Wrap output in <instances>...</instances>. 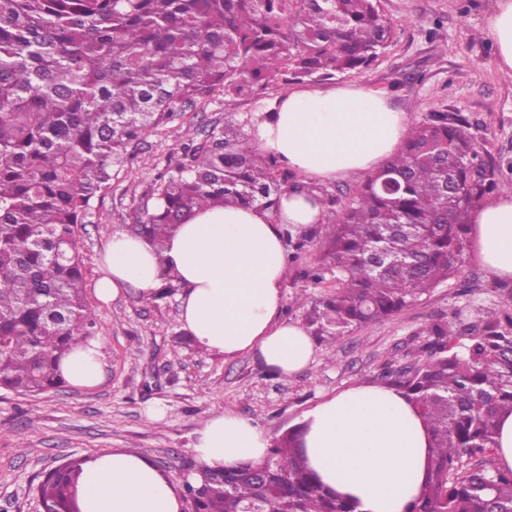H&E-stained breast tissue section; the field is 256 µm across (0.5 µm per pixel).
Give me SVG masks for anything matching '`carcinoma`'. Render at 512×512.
I'll return each mask as SVG.
<instances>
[{
    "instance_id": "obj_1",
    "label": "carcinoma",
    "mask_w": 512,
    "mask_h": 512,
    "mask_svg": "<svg viewBox=\"0 0 512 512\" xmlns=\"http://www.w3.org/2000/svg\"><path fill=\"white\" fill-rule=\"evenodd\" d=\"M393 32L379 0H0V389L62 386L61 359L97 336L78 226L148 136L215 93L361 72ZM471 129L457 112L430 113L343 206L323 258L303 271L333 288L305 316L315 335L335 342L389 319L458 273L471 210L512 190ZM158 181L130 232L159 247L197 209L275 213L283 185L311 191L249 150L229 115L222 130L182 143ZM286 235L296 260L311 233ZM423 333L425 358L383 371L432 433L411 512H508L512 469L495 463L494 436L512 412V296L478 325L453 312ZM299 436L274 441L255 466L185 481L191 512H354L316 482ZM83 464L37 485L50 512H80Z\"/></svg>"
}]
</instances>
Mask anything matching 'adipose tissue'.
Listing matches in <instances>:
<instances>
[{"mask_svg":"<svg viewBox=\"0 0 512 512\" xmlns=\"http://www.w3.org/2000/svg\"><path fill=\"white\" fill-rule=\"evenodd\" d=\"M501 70H512V0H498L488 21ZM407 116L383 91L355 86L292 90L259 121L254 138L303 180H336L374 172L396 153ZM324 218L314 195L285 189L278 215L244 206L196 211L177 225L163 251L126 230L113 231L94 284L110 302L123 294L154 296L165 273L180 289L182 328L207 352L250 354L283 377L307 368L314 343L301 323L282 320L287 274L284 233ZM478 262L512 278V193L471 212ZM104 344L95 338L60 363L65 381L90 389L103 379ZM307 465L321 484L349 496L355 512H410L427 475L430 434L397 390L358 385L324 400L301 421ZM270 446L252 419L214 412L194 431L200 468L234 471L261 463ZM181 478L160 472L132 450L101 452L79 483L81 512H183Z\"/></svg>","mask_w":512,"mask_h":512,"instance_id":"adipose-tissue-1","label":"adipose tissue"}]
</instances>
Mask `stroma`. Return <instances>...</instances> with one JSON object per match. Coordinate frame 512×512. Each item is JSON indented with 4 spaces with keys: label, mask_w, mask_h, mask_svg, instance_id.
Returning <instances> with one entry per match:
<instances>
[{
    "label": "stroma",
    "mask_w": 512,
    "mask_h": 512,
    "mask_svg": "<svg viewBox=\"0 0 512 512\" xmlns=\"http://www.w3.org/2000/svg\"><path fill=\"white\" fill-rule=\"evenodd\" d=\"M395 35L378 58L359 73L331 80L272 82L263 94L232 102L213 98L195 110L178 112L141 144L132 168L121 172L94 200L78 238L86 281L100 274L98 258L112 232L128 229L141 217L158 176L175 165L180 143L223 127L233 114L252 131L273 111L287 90L342 85L386 91L392 105L406 112L409 125L429 113L448 110L466 116L477 146L503 167L512 166V74L497 64L487 35L497 0H381ZM327 214L311 228L302 257L289 264L282 316L303 322L294 304L324 297L326 285L302 276L325 252ZM512 297V279H497L467 256L458 277L389 320L357 328L335 343L315 338L311 364L284 378L253 356L228 357L185 344L177 292L147 304L127 296L101 304L88 294L98 334L104 341V379L92 389L63 386L35 396L0 390V512H42L34 492L39 475L67 458L93 459L125 448L142 454L164 472L190 477L197 462L191 450L198 424L224 410L253 419L270 438L295 428L300 417L327 398L358 384L381 381L384 366L410 363L425 341L421 331L433 320L459 312L464 323ZM165 410L149 417L151 407Z\"/></svg>",
    "instance_id": "obj_1"
}]
</instances>
